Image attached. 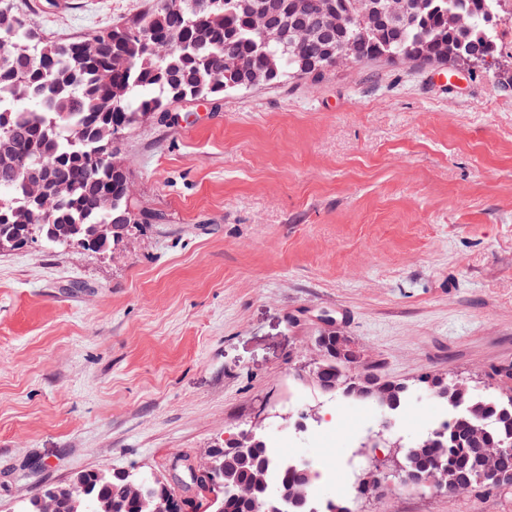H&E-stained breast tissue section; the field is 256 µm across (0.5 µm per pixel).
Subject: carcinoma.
<instances>
[{"instance_id": "carcinoma-1", "label": "carcinoma", "mask_w": 512, "mask_h": 512, "mask_svg": "<svg viewBox=\"0 0 512 512\" xmlns=\"http://www.w3.org/2000/svg\"><path fill=\"white\" fill-rule=\"evenodd\" d=\"M279 2L287 16L328 2L352 14L356 0ZM502 2L429 0L396 41L364 35L354 19L336 37L334 54L353 63L391 56L415 60L418 46L435 58L447 47L457 51L476 42L495 57ZM454 10L470 14V28L448 25V12ZM264 52L281 56L285 71L300 70V61L282 54L279 46H261L238 0H155L151 10L109 31L65 41L37 36L35 18L19 13L13 0H0V241L10 247L34 234L59 248L105 253L115 250L130 229L153 223L156 213L132 209L130 182L114 178L113 160L100 146L119 133L112 142L118 155L124 135L143 113L223 95L224 71L258 66ZM18 159L31 168L49 164L40 174V195L28 190L24 175H11ZM118 211L127 212L128 223L112 222ZM109 223L112 230L98 234L99 225ZM323 349L319 367L330 381L345 374L357 353L335 332L324 337ZM420 383L464 409L455 413L447 434L405 449L403 467L412 484L423 487L436 477L443 481L441 491L455 494L459 476L469 481L470 492L511 493L512 386L477 395L435 376L424 375ZM225 448L217 470L200 477L197 501H175L174 512H198L214 481L224 484V512H263L273 458L261 443ZM483 448L499 449L495 475L482 468ZM301 479L311 485L312 471L280 470L277 494L288 501V512H304L288 498V488ZM83 480L89 486L83 512H152L148 482L136 494L119 473L100 478L88 471Z\"/></svg>"}]
</instances>
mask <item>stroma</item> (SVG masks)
<instances>
[{
	"instance_id": "obj_1",
	"label": "stroma",
	"mask_w": 512,
	"mask_h": 512,
	"mask_svg": "<svg viewBox=\"0 0 512 512\" xmlns=\"http://www.w3.org/2000/svg\"><path fill=\"white\" fill-rule=\"evenodd\" d=\"M16 0L41 38L106 31L153 0ZM491 68L381 58L139 123L120 160L159 220L120 250L0 252V512L79 472L168 475L289 404L334 409L327 473L383 433L395 493L354 512H512V493L399 483L394 444L437 399L424 373L483 389L512 368V18ZM336 331L407 388L402 423L298 376Z\"/></svg>"
}]
</instances>
